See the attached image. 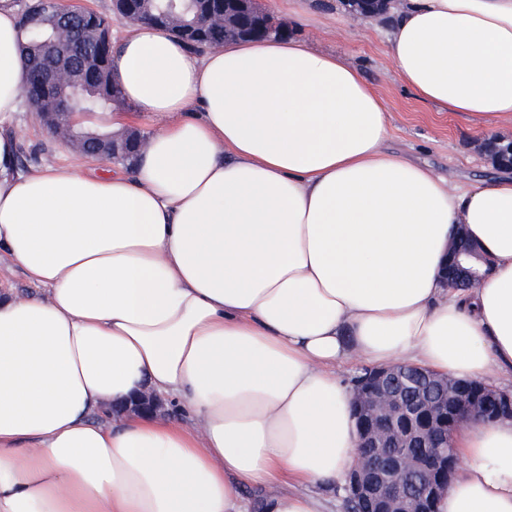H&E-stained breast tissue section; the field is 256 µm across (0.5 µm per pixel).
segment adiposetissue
<instances>
[{
    "label": "adipose tissue",
    "mask_w": 512,
    "mask_h": 512,
    "mask_svg": "<svg viewBox=\"0 0 512 512\" xmlns=\"http://www.w3.org/2000/svg\"><path fill=\"white\" fill-rule=\"evenodd\" d=\"M386 35L421 100L512 119V0H398ZM25 36L0 0V512H325L359 433L336 371L397 361L512 381V178L453 186L384 150L345 56L288 37L204 53L143 22L113 48L157 129L106 175L20 171ZM464 225L488 264L442 267ZM153 391L182 420L93 416ZM436 512H512V421L453 434ZM474 261H481V258L474 254V250L452 248L448 265L443 272L447 284L452 288H458L479 281L481 275ZM0 283L16 288L22 293L34 292L36 288L29 283L19 268L11 263V261L2 256L0 260Z\"/></svg>",
    "instance_id": "1"
}]
</instances>
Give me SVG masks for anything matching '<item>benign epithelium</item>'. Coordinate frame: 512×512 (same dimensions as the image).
<instances>
[{
    "label": "benign epithelium",
    "instance_id": "1",
    "mask_svg": "<svg viewBox=\"0 0 512 512\" xmlns=\"http://www.w3.org/2000/svg\"><path fill=\"white\" fill-rule=\"evenodd\" d=\"M203 4L199 22L203 26L224 27V41L248 38L261 30L268 36L279 34L278 23L269 15L256 17L249 11L251 0H198ZM376 0H354L351 13L362 21L379 18ZM139 0H112V12L120 24L141 19ZM46 124L73 150L89 157L106 159L101 149H91L70 138L65 125L67 113L60 111L54 98L47 99ZM482 150L512 171V141L497 136L483 140ZM480 257L471 249L452 248L443 272L453 288L481 279L475 262ZM393 368H382L354 385L353 408L359 421L360 443L356 460L346 475L349 496L369 505L370 512H423L421 503L434 501L447 488L459 460L433 444L435 433L424 418L437 407L432 395L410 399L392 391L388 378ZM427 380L440 393H456L451 422L453 431L479 416V401L464 394L466 383L450 376L426 373Z\"/></svg>",
    "mask_w": 512,
    "mask_h": 512
}]
</instances>
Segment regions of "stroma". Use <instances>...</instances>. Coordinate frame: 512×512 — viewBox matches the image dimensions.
Returning <instances> with one entry per match:
<instances>
[{"label": "stroma", "mask_w": 512, "mask_h": 512, "mask_svg": "<svg viewBox=\"0 0 512 512\" xmlns=\"http://www.w3.org/2000/svg\"><path fill=\"white\" fill-rule=\"evenodd\" d=\"M277 22L317 50L344 55L381 99L389 116V150L431 168L450 183L467 185L495 179L499 171L479 149L485 134L512 139V121L497 122L491 129L422 101L399 79L387 53L386 20L354 19L339 0H259ZM19 152L32 166H78L88 170L99 164L71 151L51 136L31 111L17 120ZM112 169V162L100 164Z\"/></svg>", "instance_id": "1"}]
</instances>
